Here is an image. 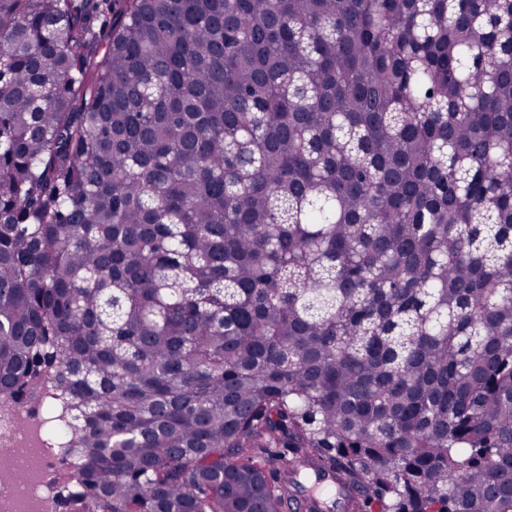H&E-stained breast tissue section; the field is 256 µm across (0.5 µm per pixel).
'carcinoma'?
I'll return each instance as SVG.
<instances>
[{"label": "carcinoma", "mask_w": 512, "mask_h": 512, "mask_svg": "<svg viewBox=\"0 0 512 512\" xmlns=\"http://www.w3.org/2000/svg\"><path fill=\"white\" fill-rule=\"evenodd\" d=\"M70 512H512V0H0V418Z\"/></svg>", "instance_id": "obj_1"}]
</instances>
